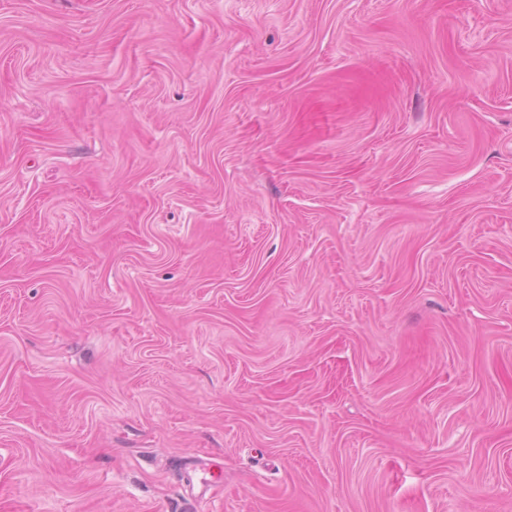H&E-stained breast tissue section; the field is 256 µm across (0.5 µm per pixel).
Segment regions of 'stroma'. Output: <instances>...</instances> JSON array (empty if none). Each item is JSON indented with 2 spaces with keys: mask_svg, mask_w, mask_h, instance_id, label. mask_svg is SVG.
Listing matches in <instances>:
<instances>
[{
  "mask_svg": "<svg viewBox=\"0 0 512 512\" xmlns=\"http://www.w3.org/2000/svg\"><path fill=\"white\" fill-rule=\"evenodd\" d=\"M0 512H512V0H0Z\"/></svg>",
  "mask_w": 512,
  "mask_h": 512,
  "instance_id": "stroma-1",
  "label": "stroma"
}]
</instances>
